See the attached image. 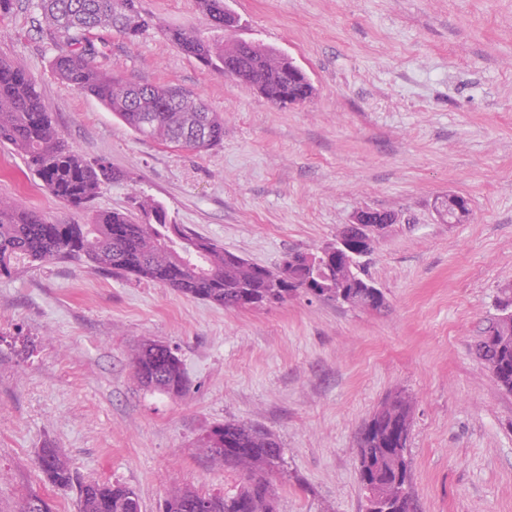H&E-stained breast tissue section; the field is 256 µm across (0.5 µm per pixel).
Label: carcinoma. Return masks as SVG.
I'll list each match as a JSON object with an SVG mask.
<instances>
[{
    "label": "carcinoma",
    "mask_w": 512,
    "mask_h": 512,
    "mask_svg": "<svg viewBox=\"0 0 512 512\" xmlns=\"http://www.w3.org/2000/svg\"><path fill=\"white\" fill-rule=\"evenodd\" d=\"M211 22L224 28L237 22L226 0H198ZM39 7L63 39L66 50L53 61L55 74L66 83L99 99L138 135L176 148L202 151L224 139V117L169 85L128 83L94 63L95 45L87 34L111 27L129 39L138 37L145 20L134 0H39ZM168 38L206 67L230 70L270 102L283 105L292 92L288 66L279 53L240 44L217 47L178 30ZM7 144L24 160L34 177L66 205L90 209L103 185L130 181L105 160L77 152L55 125L52 113L21 67L0 60V145ZM139 215L126 210L100 212L91 224H52L0 198V277L51 261H79L108 274L130 276L170 288L186 297L230 310L283 304L302 294L336 300V259H321L317 274L298 260L288 267L269 268L224 249L169 220L154 200L136 202ZM499 322L491 321L475 344V352L496 384L512 393V334L495 340ZM138 382L171 397L188 392V377L178 349L148 340L133 360ZM393 412L374 415L358 438V478L368 512H415L406 491L412 474L406 457L412 418L410 405L395 394ZM202 445L216 463L237 469L245 455L254 468L242 472L234 493L200 492L186 488L165 501L164 512H278V501L267 475L285 472L280 442L242 421L212 426ZM36 465L53 484L74 487L79 512H140L139 498L118 482L84 481L61 449H38Z\"/></svg>",
    "instance_id": "carcinoma-1"
}]
</instances>
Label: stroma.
I'll return each instance as SVG.
<instances>
[{"instance_id": "1", "label": "stroma", "mask_w": 512, "mask_h": 512, "mask_svg": "<svg viewBox=\"0 0 512 512\" xmlns=\"http://www.w3.org/2000/svg\"><path fill=\"white\" fill-rule=\"evenodd\" d=\"M227 2L238 38L306 71L309 102L273 105L173 44L175 28L225 43L197 0H136L147 26L133 40L89 34L102 69L222 113L223 141L202 152L141 138L60 80L61 45L36 0L0 16V60L35 79L74 149L131 175L103 186L94 211L125 208L137 191L266 266L332 241L358 210L394 213L365 262L387 305L300 296L228 311L75 262L0 278V512L33 494L78 512L75 490L36 467L46 443L82 479L132 488L141 512L186 487L234 491L238 473L200 442L229 419L281 442L287 472L270 478L280 512H366L358 433L399 392L413 402L416 512H512V394L472 351L512 281V0ZM451 193L468 200V221L439 219ZM1 194L56 224L92 219L8 146ZM147 339L179 347L186 396L138 384L132 362Z\"/></svg>"}]
</instances>
